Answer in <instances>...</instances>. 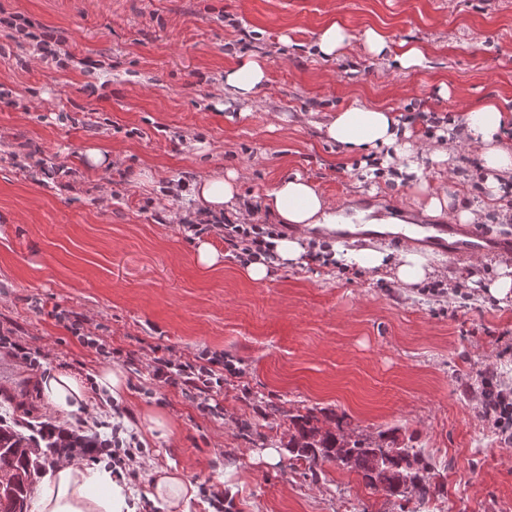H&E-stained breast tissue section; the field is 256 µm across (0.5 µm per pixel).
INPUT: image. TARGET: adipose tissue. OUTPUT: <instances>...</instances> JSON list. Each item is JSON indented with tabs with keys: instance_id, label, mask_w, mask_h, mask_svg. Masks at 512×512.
Wrapping results in <instances>:
<instances>
[{
	"instance_id": "obj_1",
	"label": "adipose tissue",
	"mask_w": 512,
	"mask_h": 512,
	"mask_svg": "<svg viewBox=\"0 0 512 512\" xmlns=\"http://www.w3.org/2000/svg\"><path fill=\"white\" fill-rule=\"evenodd\" d=\"M361 39L374 56H391L400 68L418 69L426 63L420 46L403 42L398 48H391L388 38L377 29L365 30ZM265 81L264 64L253 58L224 71L225 93L242 102L254 98ZM458 123L480 149L485 191L492 197L501 196L505 184L512 182V147L508 146L504 134L505 128L512 125V113L497 101L486 100L463 112ZM324 130L328 140L350 154L385 150V163L394 165L400 177L414 178L422 216L442 218L452 224L476 221L473 208L447 191L430 189L426 181L420 180L417 149L409 141L411 132L392 108L356 102L333 113ZM237 178L233 171L215 172L194 181L190 191L211 212L236 213L245 207L239 199ZM259 208L278 224L329 230L341 224L370 223L374 212L373 207L364 203L338 206L298 174L282 177L267 190ZM126 392V377L118 368L100 369L89 384L65 371L48 373L39 380L41 398L60 412L91 410L98 398L118 402ZM148 489L149 498L162 512H189V504L197 494L196 486L176 470L150 472ZM31 512L135 510L130 507L123 488L113 482L112 470L103 461L91 468L74 462L58 464L37 484Z\"/></svg>"
}]
</instances>
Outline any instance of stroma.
I'll return each mask as SVG.
<instances>
[{
	"label": "stroma",
	"mask_w": 512,
	"mask_h": 512,
	"mask_svg": "<svg viewBox=\"0 0 512 512\" xmlns=\"http://www.w3.org/2000/svg\"><path fill=\"white\" fill-rule=\"evenodd\" d=\"M34 26L63 32L67 69L34 58L0 31V336L41 354L31 370L0 348V413L32 425L74 423L39 398L54 369L91 378L112 366L126 375L118 407L143 437L145 459L125 487L147 492L150 468L178 470L198 489L191 512H416L365 485L354 471L290 462L287 411L314 409L323 427L345 419L366 435L416 437L436 462L441 492L426 512H512V443L501 440L478 398L487 368L512 394V301L470 287L493 276L501 251L475 258L432 252L442 293L405 288L390 270L276 265L254 281L231 256L214 269L197 261L219 235L177 224L200 204L163 195L184 173L239 175L258 202L287 174L311 179L341 205L371 199L420 223L411 184L365 177L356 156L326 139L327 118L354 101L393 108L427 142L420 112L454 116L487 98L512 101V0H0ZM356 33L335 57L316 54L320 29ZM376 28L426 52L405 70L368 52L358 35ZM268 80L250 101L224 98V69L251 56ZM98 148L111 164L94 167ZM56 167L54 178L22 172L18 160ZM435 189H453L480 211L482 232L512 239L503 201L478 183V149L452 164L422 159ZM468 283L466 293L456 290ZM61 313L85 317L101 356L72 335ZM207 350L233 361L204 411L181 386L155 380L153 354L188 361ZM281 413L263 416L265 405ZM174 437H151L145 412Z\"/></svg>",
	"instance_id": "35a3bbf8"
}]
</instances>
